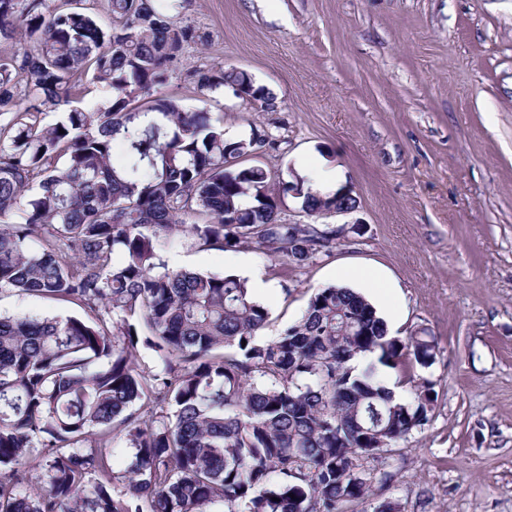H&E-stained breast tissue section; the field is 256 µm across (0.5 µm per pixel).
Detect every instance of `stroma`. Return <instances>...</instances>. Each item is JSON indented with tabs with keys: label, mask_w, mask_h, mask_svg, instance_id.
<instances>
[{
	"label": "stroma",
	"mask_w": 512,
	"mask_h": 512,
	"mask_svg": "<svg viewBox=\"0 0 512 512\" xmlns=\"http://www.w3.org/2000/svg\"><path fill=\"white\" fill-rule=\"evenodd\" d=\"M181 22L206 48H186L163 95L204 107L226 138L268 135L256 162L271 174L304 159L332 171L358 208L329 217L339 244L302 268L181 233L162 261L273 282L261 342L345 269L376 271L399 305L392 335L436 351L426 368H377L384 383L433 387L428 422L388 458L391 497L403 512H512V0H188ZM220 66L247 72L275 109L201 97L190 71ZM19 313L80 310L1 294L0 314Z\"/></svg>",
	"instance_id": "35a3bbf8"
}]
</instances>
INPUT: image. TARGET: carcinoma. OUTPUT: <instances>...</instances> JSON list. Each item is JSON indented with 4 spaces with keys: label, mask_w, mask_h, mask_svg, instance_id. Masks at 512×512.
I'll use <instances>...</instances> for the list:
<instances>
[{
    "label": "carcinoma",
    "mask_w": 512,
    "mask_h": 512,
    "mask_svg": "<svg viewBox=\"0 0 512 512\" xmlns=\"http://www.w3.org/2000/svg\"><path fill=\"white\" fill-rule=\"evenodd\" d=\"M108 8L106 27L94 0H0V44L14 46L0 54V295L84 312L0 316V512H350L392 482L386 455L432 404L427 388L396 401L374 367L351 361L426 367L434 347L390 336L344 285L317 289L298 321L258 343L268 311L244 280L165 266V240L186 232L301 267L336 247V228L274 223L271 173L224 168V153L270 141H229L208 112L159 95L196 39L178 24L183 0ZM89 72L105 100L78 106ZM192 77L203 96L254 86L222 67ZM291 186L314 217L357 204ZM140 345L159 370L138 364ZM118 439L134 450L120 473Z\"/></svg>",
    "instance_id": "cac0c4a2"
}]
</instances>
